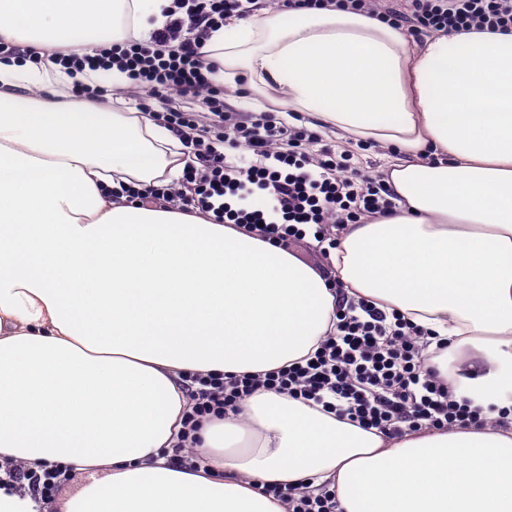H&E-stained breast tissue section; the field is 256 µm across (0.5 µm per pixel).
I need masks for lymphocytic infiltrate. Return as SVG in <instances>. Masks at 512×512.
<instances>
[{"instance_id": "f902f5d3", "label": "lymphocytic infiltrate", "mask_w": 512, "mask_h": 512, "mask_svg": "<svg viewBox=\"0 0 512 512\" xmlns=\"http://www.w3.org/2000/svg\"><path fill=\"white\" fill-rule=\"evenodd\" d=\"M255 0H171L167 22L149 42L125 36L91 47L55 50L67 68L132 71L149 93L202 99L211 124L199 125L192 111L167 109L162 115L195 158L183 173L191 195L171 187L150 189L152 197L185 212L211 214L218 224H246L260 236L280 242L313 232L329 240L330 227L361 224L386 215L394 195L384 174L354 173L347 151L323 145L317 133L278 124L272 113L255 121L238 120L224 105V90L208 77L202 49L228 15L250 14ZM338 6L364 11L409 32L512 31V0H336ZM228 151H221V144ZM336 332L321 343L306 364L257 375L199 378L192 389L195 406L185 422L191 439L199 417L235 409L257 387L304 399L336 412L361 427L392 435L402 431L442 430L454 426L500 424L512 410L481 406L456 394L440 372L429 367L433 350L427 332L399 312H386L370 300L334 288ZM288 512H339L330 484L318 488L267 485Z\"/></svg>"}]
</instances>
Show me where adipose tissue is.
Here are the masks:
<instances>
[{"instance_id":"1","label":"adipose tissue","mask_w":512,"mask_h":512,"mask_svg":"<svg viewBox=\"0 0 512 512\" xmlns=\"http://www.w3.org/2000/svg\"><path fill=\"white\" fill-rule=\"evenodd\" d=\"M170 0H0V39L45 53L137 39ZM249 107L387 149L397 211L339 228L330 272L241 224L127 191L192 158L152 114L73 94L98 71L0 59V512H39L7 477L72 465L60 512H288L265 484L331 482L341 512H512V420L392 437L258 390L206 418L197 470L172 458L187 376L263 374L336 327L329 279L450 341L440 369L497 400L512 359V32L426 38L328 5L227 17L202 49ZM460 363L449 370V360Z\"/></svg>"}]
</instances>
